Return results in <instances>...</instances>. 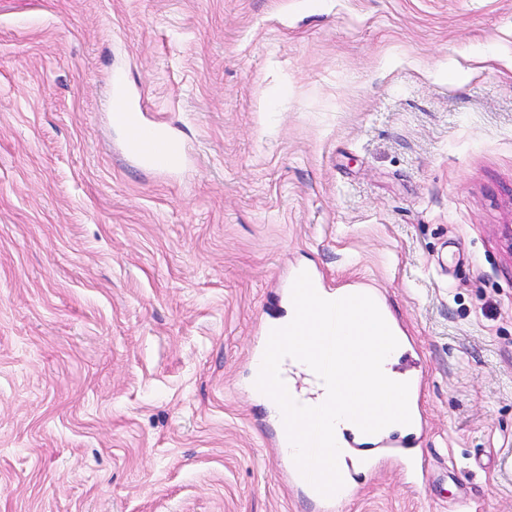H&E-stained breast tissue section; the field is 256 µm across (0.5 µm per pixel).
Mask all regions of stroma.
Segmentation results:
<instances>
[{
  "instance_id": "1",
  "label": "stroma",
  "mask_w": 512,
  "mask_h": 512,
  "mask_svg": "<svg viewBox=\"0 0 512 512\" xmlns=\"http://www.w3.org/2000/svg\"><path fill=\"white\" fill-rule=\"evenodd\" d=\"M508 225L512 0H0V512H309L250 390L303 269L423 379L427 479L335 512H512ZM115 91L122 101V111L117 113L120 121L134 127V133L126 145V155L142 167L164 173L177 170L183 162L184 145L180 139L167 130L161 121L146 129L141 116L147 109L145 98L129 90L115 86L112 80V93Z\"/></svg>"
}]
</instances>
